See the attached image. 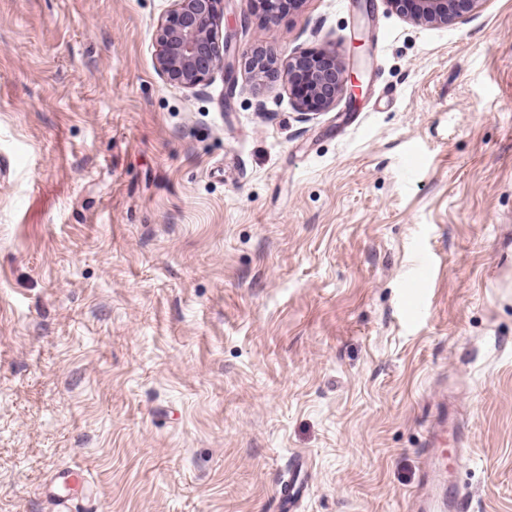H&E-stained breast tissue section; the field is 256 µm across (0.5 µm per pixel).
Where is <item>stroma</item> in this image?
I'll use <instances>...</instances> for the list:
<instances>
[{
  "instance_id": "obj_1",
  "label": "stroma",
  "mask_w": 512,
  "mask_h": 512,
  "mask_svg": "<svg viewBox=\"0 0 512 512\" xmlns=\"http://www.w3.org/2000/svg\"><path fill=\"white\" fill-rule=\"evenodd\" d=\"M172 6L0 0V512H276L298 452L301 512H409L443 402L512 512V0H223L238 53L356 74L306 120L282 74L164 81ZM396 12L417 24H445L480 8L484 0H386Z\"/></svg>"
}]
</instances>
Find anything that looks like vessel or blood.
Here are the masks:
<instances>
[{"label": "vessel or blood", "instance_id": "1", "mask_svg": "<svg viewBox=\"0 0 512 512\" xmlns=\"http://www.w3.org/2000/svg\"><path fill=\"white\" fill-rule=\"evenodd\" d=\"M449 420L447 407H440L427 432L423 453L424 492L419 499L413 500V512H472L468 493L448 480ZM306 466L304 458L294 457L291 471L278 479L275 494L279 512H298L308 489V483L301 475Z\"/></svg>", "mask_w": 512, "mask_h": 512}]
</instances>
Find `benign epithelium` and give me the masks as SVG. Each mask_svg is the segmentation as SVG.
Wrapping results in <instances>:
<instances>
[{"label":"benign epithelium","mask_w":512,"mask_h":512,"mask_svg":"<svg viewBox=\"0 0 512 512\" xmlns=\"http://www.w3.org/2000/svg\"><path fill=\"white\" fill-rule=\"evenodd\" d=\"M170 13L158 25L155 68L167 83L194 90L219 67L234 80L239 60L259 76L277 69V59L257 48L238 56L232 36L219 42L214 34L220 0H173ZM270 20L302 0H252ZM396 12L417 24H446L480 8L484 0H386ZM291 95L300 114L328 110L346 93V68L336 51L301 52L286 63Z\"/></svg>","instance_id":"benign-epithelium-1"}]
</instances>
